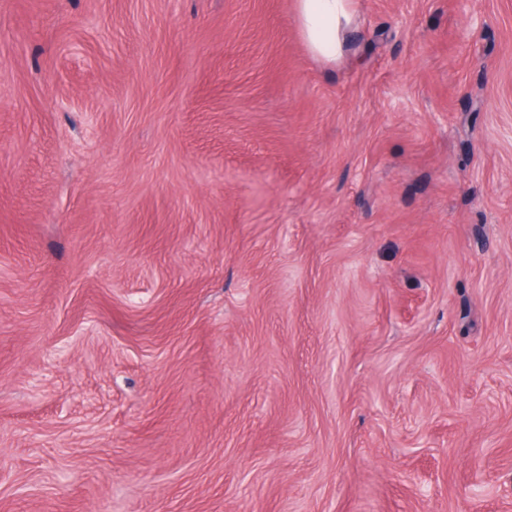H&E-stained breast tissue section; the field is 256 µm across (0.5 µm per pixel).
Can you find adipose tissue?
Wrapping results in <instances>:
<instances>
[{
    "mask_svg": "<svg viewBox=\"0 0 512 512\" xmlns=\"http://www.w3.org/2000/svg\"><path fill=\"white\" fill-rule=\"evenodd\" d=\"M296 22L309 53L335 62L347 48L355 18V0H295Z\"/></svg>",
    "mask_w": 512,
    "mask_h": 512,
    "instance_id": "obj_1",
    "label": "adipose tissue"
}]
</instances>
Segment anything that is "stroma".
Segmentation results:
<instances>
[{
  "instance_id": "stroma-1",
  "label": "stroma",
  "mask_w": 512,
  "mask_h": 512,
  "mask_svg": "<svg viewBox=\"0 0 512 512\" xmlns=\"http://www.w3.org/2000/svg\"><path fill=\"white\" fill-rule=\"evenodd\" d=\"M0 0V512H512V0ZM296 22L309 53L336 62L347 48L355 18V0H295Z\"/></svg>"
}]
</instances>
